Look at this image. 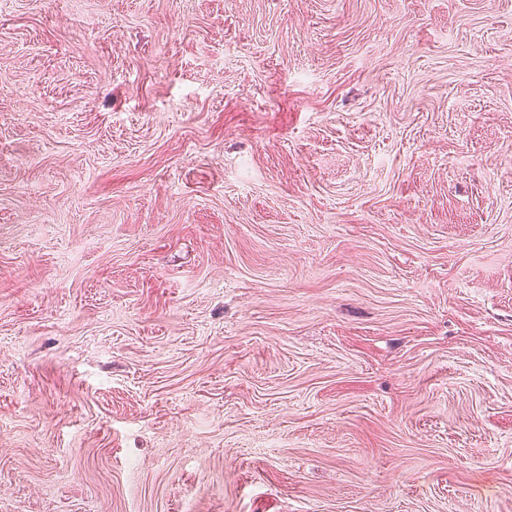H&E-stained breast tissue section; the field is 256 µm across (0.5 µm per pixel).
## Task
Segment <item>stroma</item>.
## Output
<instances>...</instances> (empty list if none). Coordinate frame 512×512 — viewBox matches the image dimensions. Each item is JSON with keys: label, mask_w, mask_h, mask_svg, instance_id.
Here are the masks:
<instances>
[{"label": "stroma", "mask_w": 512, "mask_h": 512, "mask_svg": "<svg viewBox=\"0 0 512 512\" xmlns=\"http://www.w3.org/2000/svg\"><path fill=\"white\" fill-rule=\"evenodd\" d=\"M0 512H512V0H0Z\"/></svg>", "instance_id": "1"}]
</instances>
